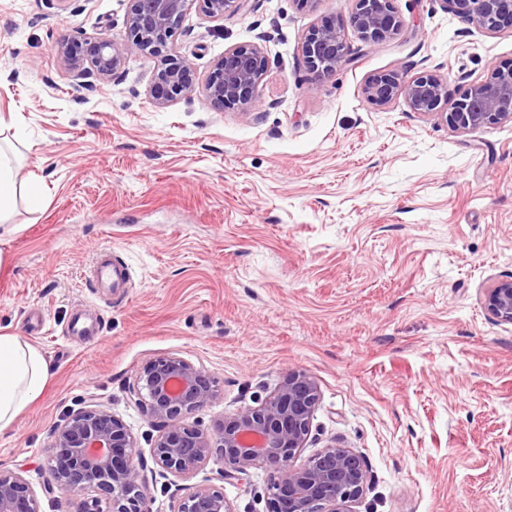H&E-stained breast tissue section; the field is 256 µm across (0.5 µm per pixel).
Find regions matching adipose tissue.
<instances>
[{"label":"adipose tissue","instance_id":"obj_1","mask_svg":"<svg viewBox=\"0 0 512 512\" xmlns=\"http://www.w3.org/2000/svg\"><path fill=\"white\" fill-rule=\"evenodd\" d=\"M25 193L30 207H39L43 194L38 180L19 183L11 159L0 150V238L14 233L8 218L18 193ZM49 365L33 344L0 334V433L8 431L19 414L44 391Z\"/></svg>","mask_w":512,"mask_h":512}]
</instances>
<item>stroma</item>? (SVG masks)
<instances>
[{
    "instance_id": "35a3bbf8",
    "label": "stroma",
    "mask_w": 512,
    "mask_h": 512,
    "mask_svg": "<svg viewBox=\"0 0 512 512\" xmlns=\"http://www.w3.org/2000/svg\"><path fill=\"white\" fill-rule=\"evenodd\" d=\"M353 0H248L214 22L188 14L169 52L203 80L224 49L260 45L257 111L203 94L155 107L154 62L130 60L74 99L57 44L82 29L127 36L122 0H0V148L44 205L17 201L21 230L1 249L0 334L50 364L44 393L0 435V466L21 470L41 512H79L44 493L45 448L67 412L95 402L148 452L156 431L130 391L164 356L214 377L220 399L190 420L264 401L291 370L320 400L305 455L360 453L369 486L358 512H512V324L483 291L512 275V122L455 132L372 105V74L399 70L465 83L512 62V30L487 33L440 0H394L402 29L375 45L353 28L351 63L318 77L299 51L322 17ZM127 288L95 287L102 250ZM99 333L71 336L76 312ZM210 462L170 485L149 479L151 512L207 483L236 512H266L268 473L224 482Z\"/></svg>"
}]
</instances>
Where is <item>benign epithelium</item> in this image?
Segmentation results:
<instances>
[{
	"label": "benign epithelium",
	"instance_id": "obj_1",
	"mask_svg": "<svg viewBox=\"0 0 512 512\" xmlns=\"http://www.w3.org/2000/svg\"><path fill=\"white\" fill-rule=\"evenodd\" d=\"M248 0H126L127 38L116 42L104 32H76L57 46V61L71 77L76 97L93 88L88 78L111 79L131 57L152 56L173 40L186 15L194 10L219 21L243 9ZM348 23L375 44L404 25L393 0H354ZM473 27L498 32L512 29V0H439ZM300 53L309 71L330 75L349 61L344 24L323 18L305 34ZM267 70L257 45L230 46L205 80L194 82L186 59L163 56L155 65L148 96L159 108L178 97L203 93L213 105L252 112L256 91ZM373 104L385 107L401 98L410 111L439 116L451 129L467 132L512 122V65L494 66L487 77L469 85L447 112L448 84L433 74L407 76L395 70L370 76L362 87ZM491 319L512 323V277L494 281L484 293ZM137 404L151 418L157 435L149 450L162 471L184 479L202 466L220 464V477L243 482L252 468L269 472L267 512H356L368 470L362 455L334 445L295 459L306 448L311 420L320 400L314 378L289 372L257 406H241L202 429L189 416L220 395L218 382L177 356L147 362L132 384ZM51 479L48 494L92 491L83 512H149L147 461L124 422L109 409L89 404L70 411L56 427L47 448ZM0 512H40L36 492L23 475L0 468ZM172 512H236L224 492L199 484L175 499Z\"/></svg>",
	"mask_w": 512,
	"mask_h": 512
}]
</instances>
